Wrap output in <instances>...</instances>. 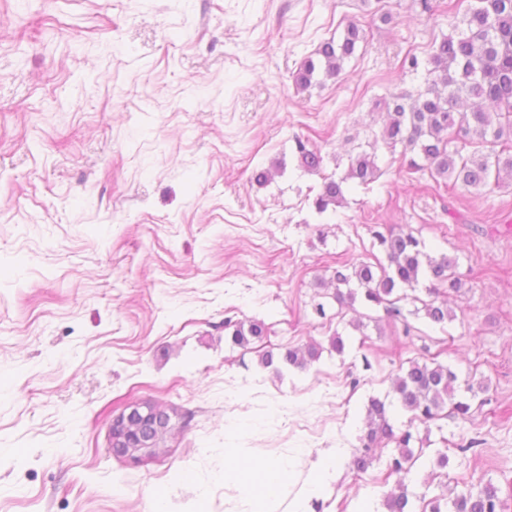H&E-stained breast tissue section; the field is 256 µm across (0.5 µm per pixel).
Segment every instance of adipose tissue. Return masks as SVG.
I'll list each match as a JSON object with an SVG mask.
<instances>
[{
  "instance_id": "obj_1",
  "label": "adipose tissue",
  "mask_w": 512,
  "mask_h": 512,
  "mask_svg": "<svg viewBox=\"0 0 512 512\" xmlns=\"http://www.w3.org/2000/svg\"><path fill=\"white\" fill-rule=\"evenodd\" d=\"M224 483L242 489L251 512H268V506L288 492V464L282 460L247 461L243 452L224 470Z\"/></svg>"
}]
</instances>
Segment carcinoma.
<instances>
[{"label":"carcinoma","mask_w":512,"mask_h":512,"mask_svg":"<svg viewBox=\"0 0 512 512\" xmlns=\"http://www.w3.org/2000/svg\"><path fill=\"white\" fill-rule=\"evenodd\" d=\"M459 32L443 37L433 46L426 66H420L414 55L403 64L413 72L423 69L424 89L414 98L392 96L386 102L387 121L374 135L371 147L381 144L391 150L402 145L403 153L413 152L428 165L430 177L442 179L453 187L480 190L498 186L504 177L512 178V153L497 150L501 142H512V0H470L463 13ZM362 30L350 25L337 41L329 39L317 50L319 61L309 58L298 70L295 83L301 88L312 84L314 74L322 69L328 77H336L342 63L352 56ZM300 166L318 172L322 168L320 153L299 145ZM380 173L376 152L361 153L350 158L345 176L336 180L324 178L314 199L317 213L324 214L343 200V183L354 180L365 187ZM384 248L387 264L361 262L351 272L336 270L334 299L342 307H350L357 297L373 305H383L396 319L403 317L398 303L409 298L399 295L402 286L416 289L420 280L428 285L427 300L422 310L430 323L444 326L455 318L448 308V297L464 287L456 274L457 261L447 256L432 257L423 243L404 229L377 234ZM234 345L244 347L260 340L266 332L262 322H224ZM319 357L313 346L303 350L290 348L282 354L263 353L260 365L279 371L303 369ZM457 375L438 363L409 361L393 382L399 407L412 414V420L427 424L440 416L444 407L449 414L464 419L471 404L458 396ZM392 409L378 400L369 401L367 432L362 448L353 455L351 466L366 470L374 460L373 448L379 444H395L389 461L390 473L410 474L415 464L410 447L413 435L406 430L394 432L390 423ZM179 417L174 406L148 407L134 411L123 433L121 447L128 451L149 446L159 448L165 442L170 425ZM387 512H411L408 486L398 482L385 499ZM451 512H503L504 505L497 489L488 484L474 490L468 488L451 500Z\"/></svg>","instance_id":"cac0c4a2"}]
</instances>
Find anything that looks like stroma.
Instances as JSON below:
<instances>
[{"label":"stroma","instance_id":"1","mask_svg":"<svg viewBox=\"0 0 512 512\" xmlns=\"http://www.w3.org/2000/svg\"><path fill=\"white\" fill-rule=\"evenodd\" d=\"M459 19L446 0H0V512H243L224 484L234 448L288 460L292 494L320 477V512H385L391 447L363 472L351 460L370 399L393 402L414 359L479 388L465 421L392 414L422 451L414 512L487 484L512 512V180L452 189L381 147L374 183L313 206L371 149L380 99L422 89L404 58ZM351 24L364 38L340 74L297 89ZM398 227L456 258L448 325L409 300L401 321L333 300L337 268L384 258L376 235ZM228 320L267 333L238 347ZM311 344L306 369L259 364ZM145 399L182 418L133 466L108 427Z\"/></svg>","mask_w":512,"mask_h":512}]
</instances>
